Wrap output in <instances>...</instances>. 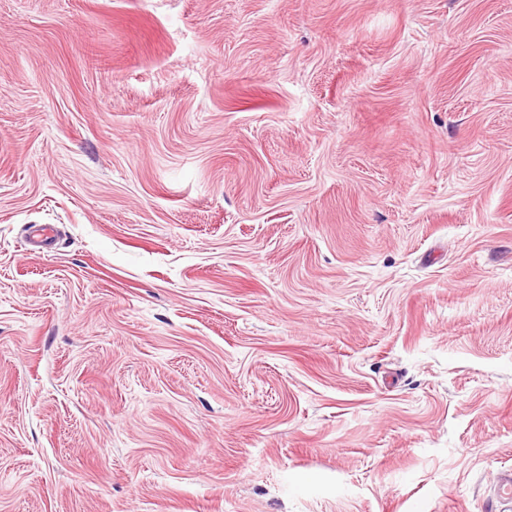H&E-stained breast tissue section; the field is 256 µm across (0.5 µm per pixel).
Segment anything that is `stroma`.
I'll list each match as a JSON object with an SVG mask.
<instances>
[{"label":"stroma","instance_id":"35a3bbf8","mask_svg":"<svg viewBox=\"0 0 512 512\" xmlns=\"http://www.w3.org/2000/svg\"><path fill=\"white\" fill-rule=\"evenodd\" d=\"M504 469L512 0H0V512Z\"/></svg>","mask_w":512,"mask_h":512}]
</instances>
